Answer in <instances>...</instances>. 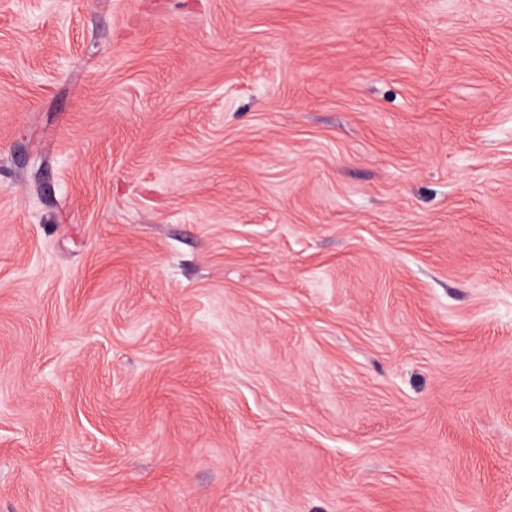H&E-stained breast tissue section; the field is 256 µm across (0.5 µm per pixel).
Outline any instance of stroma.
Instances as JSON below:
<instances>
[{
    "instance_id": "obj_1",
    "label": "stroma",
    "mask_w": 512,
    "mask_h": 512,
    "mask_svg": "<svg viewBox=\"0 0 512 512\" xmlns=\"http://www.w3.org/2000/svg\"><path fill=\"white\" fill-rule=\"evenodd\" d=\"M0 512H512V0H0Z\"/></svg>"
}]
</instances>
